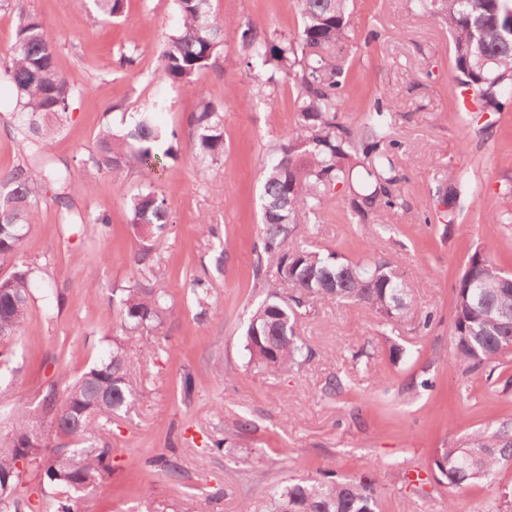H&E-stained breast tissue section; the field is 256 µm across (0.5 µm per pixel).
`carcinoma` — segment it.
<instances>
[{"instance_id":"carcinoma-1","label":"carcinoma","mask_w":512,"mask_h":512,"mask_svg":"<svg viewBox=\"0 0 512 512\" xmlns=\"http://www.w3.org/2000/svg\"><path fill=\"white\" fill-rule=\"evenodd\" d=\"M15 2L18 23L8 62L0 68V84L16 92L14 125L29 163L0 175V256L16 251L24 230L34 223L46 188L56 187L53 200L68 223L75 218L69 192L68 165L42 162V149L67 121L75 91L56 67L55 37L37 15ZM105 20L123 12L124 0H92ZM178 31L164 42L160 58L165 78L191 85L198 96L189 117L193 130L192 160L202 167L224 156V108L197 85L224 51L223 24L212 14L210 0H174ZM351 0H296L297 35L277 38L248 25L234 28L245 65L266 74L257 93L282 81L293 86V109L300 132L274 144L267 152L261 193L263 228L254 274L265 288V299L251 315L245 333L248 362L270 374L286 375L299 363L303 346L296 336L300 317L315 306L349 303L386 325L425 330L434 316L418 310L419 282L409 280L385 258L370 256L353 262L331 249L288 247L297 224L316 219L335 202V192L348 193L347 209L357 224L387 229L392 212L403 205V176L394 162L401 143L392 138L393 112L383 96L365 103L358 124L339 118L340 102L348 92V67L335 62L350 40ZM423 14L440 19L451 40L454 79L462 91H472L478 112H500L501 94L512 88V0H415ZM152 111L138 112L122 133L102 127L82 160V177L106 175L121 181L129 167H148L158 158L177 159L173 147H163L164 133L152 121ZM437 219L448 224L459 216L461 193L452 175L438 186ZM129 224L141 248L133 285L112 293L124 336L112 339L105 357L90 365L63 394L50 385L33 411L21 410L11 435L0 438V512H11L21 478L19 465L40 470L42 482L61 489L49 496L47 512H80L78 505L110 469L114 449L99 446L93 435L102 419L128 412L136 402L129 371L132 351L151 344L144 332L165 310L162 289L154 281L158 240L170 224L167 199L146 183L126 201ZM275 268V279L264 276V263ZM509 277L495 263L486 243L468 256L454 287L450 327L453 366L471 372L495 369L512 350V288L478 287ZM33 269L27 263L0 278V336L18 334L27 319ZM213 283L205 276L190 281L198 303L207 302ZM55 426L63 442L48 448L41 439L43 424ZM512 460V427L488 423L448 447L438 448L431 469L448 490V512L454 497L473 483H492L500 467ZM268 512H378L375 480L363 473L338 480L331 470L312 481L297 480L272 488Z\"/></svg>"}]
</instances>
